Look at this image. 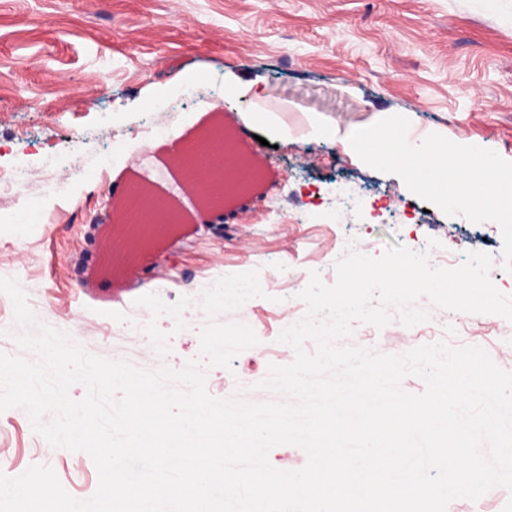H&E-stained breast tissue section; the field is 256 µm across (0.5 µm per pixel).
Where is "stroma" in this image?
Here are the masks:
<instances>
[{"mask_svg": "<svg viewBox=\"0 0 512 512\" xmlns=\"http://www.w3.org/2000/svg\"><path fill=\"white\" fill-rule=\"evenodd\" d=\"M191 85L204 100L184 105L167 135L145 136L153 103ZM219 113L238 150L259 164L262 185L224 212H203L170 159ZM261 113L287 138L255 125ZM394 114L415 133L474 142L512 161V0H0V173L94 160L57 195L0 192V277L17 278L41 322L88 353L178 370L199 353L198 307L184 311L179 333L171 316L158 318L171 335L163 357L148 337L113 328L141 314L143 295L173 304L199 298L212 277L259 270L263 297L217 319L267 340L232 369L208 368L206 390L276 401L259 383L269 365L294 358L277 338L306 313L297 295L310 271L333 284L347 246L378 256L400 244L441 267L471 252L500 254V225L447 216L347 147L355 130ZM340 178L364 200L336 202ZM134 183L183 222L120 270L92 275L107 202ZM418 305L429 321L381 329L357 321L340 346L401 355L445 341L483 348L512 372V322L425 298ZM0 462L12 477L51 467L78 500L98 487L91 457L52 447L20 408L0 413Z\"/></svg>", "mask_w": 512, "mask_h": 512, "instance_id": "1", "label": "stroma"}]
</instances>
